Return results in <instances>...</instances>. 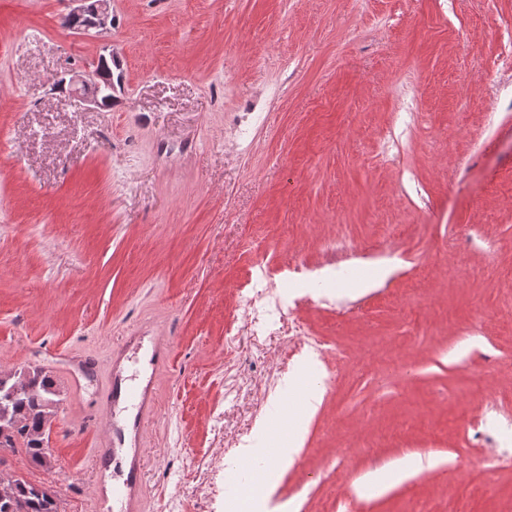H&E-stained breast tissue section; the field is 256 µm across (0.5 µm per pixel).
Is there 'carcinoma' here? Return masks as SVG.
<instances>
[{"label": "carcinoma", "mask_w": 512, "mask_h": 512, "mask_svg": "<svg viewBox=\"0 0 512 512\" xmlns=\"http://www.w3.org/2000/svg\"><path fill=\"white\" fill-rule=\"evenodd\" d=\"M58 396L55 382L41 368L0 372V448H19L32 467L51 469L53 454L43 429L56 414ZM2 481L15 488L14 498H0V512H15L16 500L26 505L27 512H59L56 496L49 489L1 469Z\"/></svg>", "instance_id": "cac0c4a2"}]
</instances>
